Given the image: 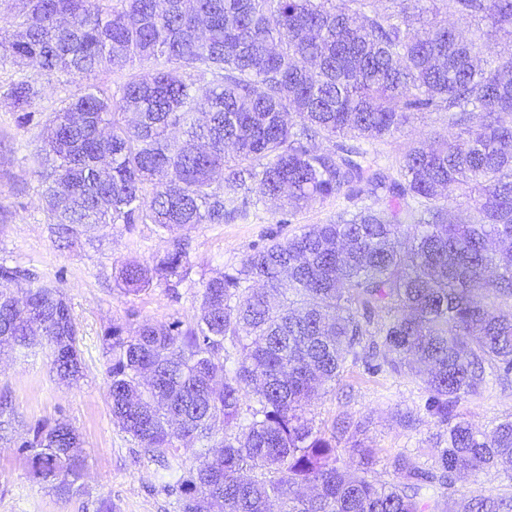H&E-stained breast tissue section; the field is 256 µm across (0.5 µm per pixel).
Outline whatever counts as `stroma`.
<instances>
[{
    "label": "stroma",
    "instance_id": "35a3bbf8",
    "mask_svg": "<svg viewBox=\"0 0 512 512\" xmlns=\"http://www.w3.org/2000/svg\"><path fill=\"white\" fill-rule=\"evenodd\" d=\"M152 64L130 66L128 73L99 71L88 77L48 75L28 62L0 59V85L28 79L39 96L36 111L57 110L63 99L88 87L115 88L127 74L152 71ZM448 131L446 113L424 114L396 139L378 144L383 164L394 165L413 142ZM41 129L19 127L10 102L0 99V259L31 268L48 281L60 282L82 334L85 377L79 387L59 384L50 370L47 352L0 353V389L8 388L20 420L30 427L43 420L66 418L77 428L88 456V495L60 500L32 478L16 449L0 447V512H93V500L107 499L112 512H173L164 491L172 472H183L196 461L195 448H181L159 462L144 452L112 420L106 387L107 356L102 334L128 318L166 322L188 320L198 312L201 280L218 265H239L249 247L262 243L277 216L272 205H257L246 218L192 229L188 279L170 292L150 288L135 295L120 292L115 269L131 257L149 258L163 250L153 225H140L130 234L122 227H104L81 236L68 252L59 251L50 233L42 185L32 162L41 145ZM485 382L477 394L461 401L456 411L476 429L489 431L512 420V371L488 361ZM429 394L406 368H392L382 357L360 352L348 359L336 384L316 396L310 415L317 426L330 428L348 417L363 422L353 440L375 451L372 472L379 479L392 474L398 454L431 466L438 457V426L427 409ZM484 494L512 498V477L492 471L455 475L449 497Z\"/></svg>",
    "mask_w": 512,
    "mask_h": 512
}]
</instances>
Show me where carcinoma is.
I'll list each match as a JSON object with an SVG mask.
<instances>
[{
  "label": "carcinoma",
  "mask_w": 512,
  "mask_h": 512,
  "mask_svg": "<svg viewBox=\"0 0 512 512\" xmlns=\"http://www.w3.org/2000/svg\"><path fill=\"white\" fill-rule=\"evenodd\" d=\"M15 2L0 16V57L75 77L156 65L39 118L33 82L0 91L19 126L42 127L35 162L58 250L92 224H152L167 243L121 263L125 293L175 291L190 274L186 232L250 204L278 202L280 225L332 198L353 204L291 236L272 229L239 266L213 269L193 319L104 331L113 422L162 457L201 448L166 486L179 512H512V498L448 502L456 471H512V420L478 431L455 412L482 385L484 360L512 370V314L496 304L512 298V124L500 119L512 112V54L484 55L480 27L512 28V0H392L385 14L375 0ZM448 15L475 25L471 36ZM433 112L448 114V134L410 147L394 170L349 143L394 139ZM363 195L371 203L356 206ZM454 204L467 221L451 220ZM375 306L391 319L374 322ZM366 336L422 380L442 428L435 465L399 454L384 483L346 465L354 452L371 460L342 446L362 422L327 432L307 417ZM36 346L59 379L85 376L64 292L0 261V347ZM0 444L58 498L87 494L77 429L57 418L16 437L6 389Z\"/></svg>",
  "instance_id": "carcinoma-1"
}]
</instances>
